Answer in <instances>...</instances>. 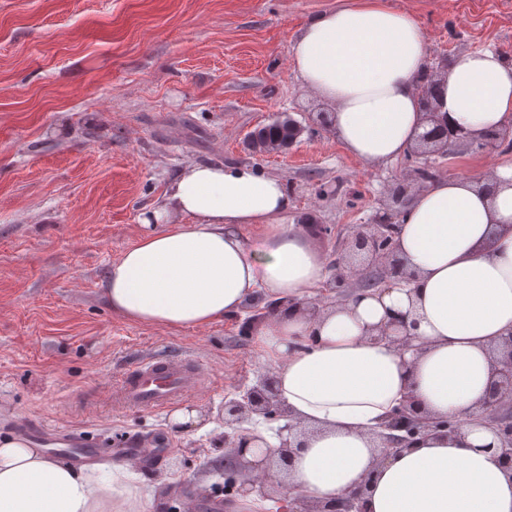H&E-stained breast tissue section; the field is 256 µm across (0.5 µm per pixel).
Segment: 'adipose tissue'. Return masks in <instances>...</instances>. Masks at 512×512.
I'll return each instance as SVG.
<instances>
[{"mask_svg": "<svg viewBox=\"0 0 512 512\" xmlns=\"http://www.w3.org/2000/svg\"><path fill=\"white\" fill-rule=\"evenodd\" d=\"M301 85L334 107L343 149L369 164L407 153L427 114L472 138L512 125V63L468 52L434 77L417 17L362 0L310 20L293 45ZM283 179L247 165H186L153 225L113 262L104 295L116 315L178 329L273 304L257 340L274 367L290 421L305 426L288 482L323 500L366 485V512H512V472L499 438L478 423L494 379V347L512 334V163L491 189L474 180L430 182L402 214L396 250L413 277L359 288L310 316L301 306L331 259L286 223ZM256 227L253 240L241 229ZM418 323L409 350L371 341L391 315ZM455 433L430 431L379 461L376 434L406 397ZM153 498L134 462L74 467L15 437L0 438V512H147Z\"/></svg>", "mask_w": 512, "mask_h": 512, "instance_id": "adipose-tissue-1", "label": "adipose tissue"}]
</instances>
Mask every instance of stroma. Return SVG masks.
<instances>
[{
	"instance_id": "stroma-1",
	"label": "stroma",
	"mask_w": 512,
	"mask_h": 512,
	"mask_svg": "<svg viewBox=\"0 0 512 512\" xmlns=\"http://www.w3.org/2000/svg\"><path fill=\"white\" fill-rule=\"evenodd\" d=\"M359 2L0 0V437L24 421L94 438L116 459L136 449L149 512H219L218 413L273 365L243 330L250 304L182 329L112 313L101 284L148 233L142 214L187 164H245L284 179L289 218L307 217L310 244L332 256L351 227L399 210L401 181L425 187L419 168L480 180L512 162V150L474 146L385 165L344 151L291 47L313 14ZM387 2L415 13L432 66L477 50L512 57V0ZM283 115L301 124L297 142L249 151V133ZM154 355L197 362L201 388L172 408H114L117 379ZM177 408L210 429L174 425Z\"/></svg>"
}]
</instances>
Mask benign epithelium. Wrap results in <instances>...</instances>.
Here are the masks:
<instances>
[{
	"instance_id": "obj_1",
	"label": "benign epithelium",
	"mask_w": 512,
	"mask_h": 512,
	"mask_svg": "<svg viewBox=\"0 0 512 512\" xmlns=\"http://www.w3.org/2000/svg\"><path fill=\"white\" fill-rule=\"evenodd\" d=\"M432 127L427 129L419 138V142L429 151L443 153L460 145L472 142L466 133L460 130H451L435 120V113H428ZM395 213L382 211L378 213L373 223L364 224L358 230L352 232L345 245L353 252H363L369 258L367 266L349 264V274L340 275V281L344 284L351 282L362 284L368 268L379 263L381 267L376 271L383 282L391 284L409 278L404 262L397 256L394 249V236L396 224ZM376 340H385L401 348L412 346V335L407 330L406 322L402 319H391L390 322L378 329L374 336ZM504 349L503 356L496 360V376L487 391V398L478 415V420L496 429L501 441L500 457L508 469H512V414L502 413L506 402L512 400V335L502 339ZM257 415L265 419L275 417H288V411L281 404L275 387V379L272 375H265L258 383L247 389L241 399H229L224 401V424L231 426L245 419ZM459 426V422L453 418H434L412 402L398 406L383 428L382 442L379 448V458L385 459L392 453L400 452L409 446L415 437L426 431L444 429L453 432ZM288 437L280 441L276 448H266L260 457L248 462L249 472L244 474L238 488V492L247 496L253 492L265 493V475L269 473L274 460L282 464L291 463L292 448L301 447L294 444L290 437L298 436L295 425L285 426ZM252 442V438L241 436L233 445V451L224 454V474L231 476L240 470L241 461ZM366 485L349 492L344 496L330 498L326 501H312V506L303 507L301 501L290 498L289 512H365L363 505Z\"/></svg>"
}]
</instances>
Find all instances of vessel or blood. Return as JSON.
<instances>
[{
	"instance_id": "vessel-or-blood-1",
	"label": "vessel or blood",
	"mask_w": 512,
	"mask_h": 512,
	"mask_svg": "<svg viewBox=\"0 0 512 512\" xmlns=\"http://www.w3.org/2000/svg\"><path fill=\"white\" fill-rule=\"evenodd\" d=\"M202 380L198 364L154 356L121 375L112 402L119 409H162L194 392Z\"/></svg>"
}]
</instances>
